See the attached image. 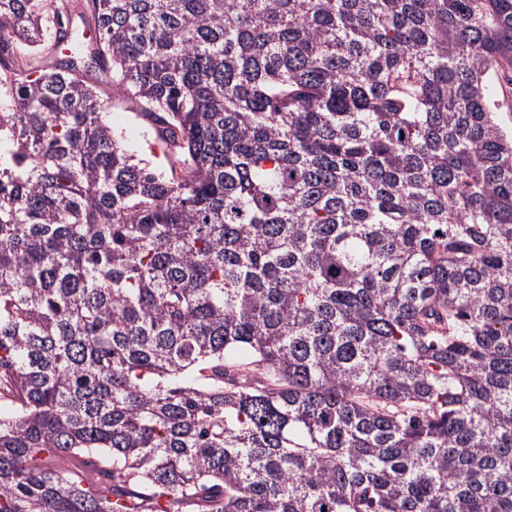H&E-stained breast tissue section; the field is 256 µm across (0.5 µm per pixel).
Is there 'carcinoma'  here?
Wrapping results in <instances>:
<instances>
[{
	"label": "carcinoma",
	"mask_w": 512,
	"mask_h": 512,
	"mask_svg": "<svg viewBox=\"0 0 512 512\" xmlns=\"http://www.w3.org/2000/svg\"><path fill=\"white\" fill-rule=\"evenodd\" d=\"M83 8L0 0V512H512V0ZM512 69L510 65H503L492 87L491 102L495 104L497 117L503 127L512 129ZM103 89L110 98L104 96L108 103L102 112V120L121 136V147L137 159H144L150 169H166L165 158L151 126L135 114L132 103L112 98L110 89Z\"/></svg>",
	"instance_id": "carcinoma-1"
}]
</instances>
